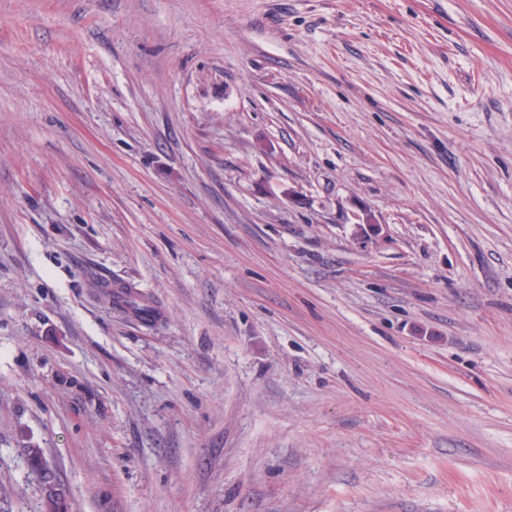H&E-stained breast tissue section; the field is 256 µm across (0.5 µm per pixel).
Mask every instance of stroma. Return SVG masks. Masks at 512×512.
I'll return each instance as SVG.
<instances>
[{
	"label": "stroma",
	"instance_id": "obj_1",
	"mask_svg": "<svg viewBox=\"0 0 512 512\" xmlns=\"http://www.w3.org/2000/svg\"><path fill=\"white\" fill-rule=\"evenodd\" d=\"M30 444L71 512H512V0H0L9 512Z\"/></svg>",
	"mask_w": 512,
	"mask_h": 512
}]
</instances>
